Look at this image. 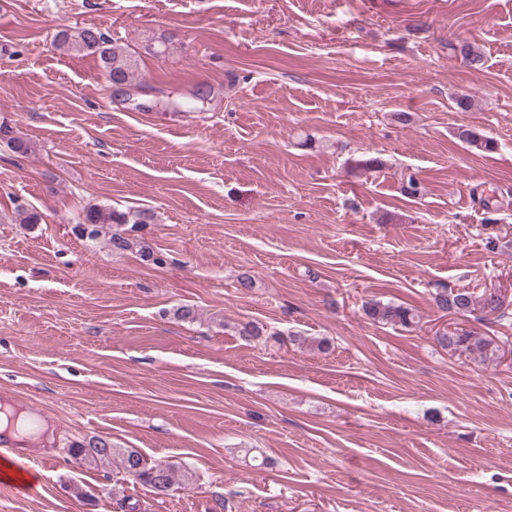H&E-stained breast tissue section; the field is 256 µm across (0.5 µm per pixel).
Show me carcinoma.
<instances>
[{"label": "carcinoma", "mask_w": 512, "mask_h": 512, "mask_svg": "<svg viewBox=\"0 0 512 512\" xmlns=\"http://www.w3.org/2000/svg\"><path fill=\"white\" fill-rule=\"evenodd\" d=\"M56 46L75 55H95L99 58L107 80L121 85L128 84L137 71V60L123 48L115 45L97 27L93 25L64 28L55 37ZM456 137L484 153H494L499 149V142L492 137L482 135L468 126H459L455 131ZM156 216L150 210L118 211L110 206L93 204L79 217L73 227L80 237L93 238L99 229L106 225L128 224L130 228L112 233L109 243L114 252L131 250L140 242L127 236L136 232L145 224L155 223ZM436 307L447 313H472L476 310L485 315H493L502 320L508 318V304L500 294L485 292L476 296L465 289H442L435 293ZM365 315L372 321L400 325L411 328L418 324V315L413 309L391 302L370 300L363 305ZM237 334L245 341L279 340L275 332H266L263 328L252 323L237 327ZM438 344L450 351L467 353L480 360L494 357L499 352L496 341L487 336H475L469 332L457 330L442 333L436 337ZM73 453L95 464H110L118 460L124 473L135 481H141L150 486L154 493L166 495L173 490L180 480L193 479L192 473L180 470L175 466L162 462L150 461L141 453L129 448H116L111 441L99 438L87 445L73 446Z\"/></svg>", "instance_id": "carcinoma-1"}]
</instances>
